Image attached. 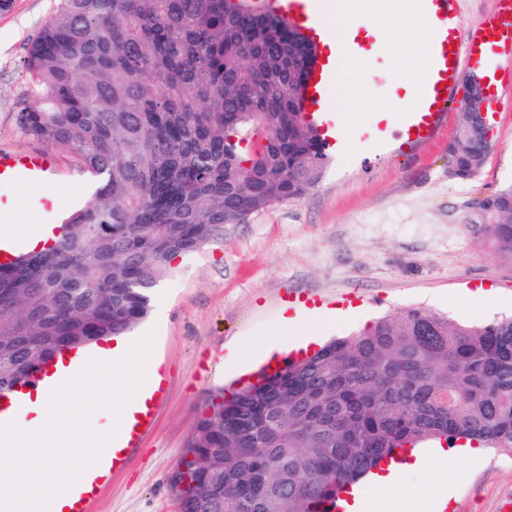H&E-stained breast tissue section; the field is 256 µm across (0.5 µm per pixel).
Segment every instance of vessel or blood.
<instances>
[{
  "mask_svg": "<svg viewBox=\"0 0 512 512\" xmlns=\"http://www.w3.org/2000/svg\"><path fill=\"white\" fill-rule=\"evenodd\" d=\"M413 12L430 22L427 56L421 76L412 90V101L397 119L396 135L405 143L418 145L431 139L442 124L450 104L456 99V85L464 71L485 63L501 50L512 52V25L500 17H486L463 27L456 0H408ZM274 16L286 19L314 43L316 53L300 96L303 111L326 141L329 153L347 159L345 140L327 91L341 70L351 62L371 65L384 44L370 24L356 22L342 44L326 43V24L338 7L337 0H269ZM54 162L45 154H0V183L40 184L51 180Z\"/></svg>",
  "mask_w": 512,
  "mask_h": 512,
  "instance_id": "obj_1",
  "label": "vessel or blood"
}]
</instances>
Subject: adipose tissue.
Masks as SVG:
<instances>
[{
  "mask_svg": "<svg viewBox=\"0 0 512 512\" xmlns=\"http://www.w3.org/2000/svg\"><path fill=\"white\" fill-rule=\"evenodd\" d=\"M355 8L356 18L379 16L399 27L404 39L392 45L395 58L411 57L413 70H421L424 47L408 36L428 31L425 17L391 10L384 0H356ZM76 355L70 365L55 360L54 369L63 374L61 388L26 394L0 437V497L16 512L32 505L38 512H62L68 490L114 456V433L133 426L161 380L150 336L109 338ZM101 411L114 419L113 431L89 430V421ZM400 474L393 466L373 475L369 491L355 492L346 512H434L435 502L423 492L400 493Z\"/></svg>",
  "mask_w": 512,
  "mask_h": 512,
  "instance_id": "1",
  "label": "adipose tissue"
}]
</instances>
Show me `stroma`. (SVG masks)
Segmentation results:
<instances>
[{
	"mask_svg": "<svg viewBox=\"0 0 512 512\" xmlns=\"http://www.w3.org/2000/svg\"><path fill=\"white\" fill-rule=\"evenodd\" d=\"M54 7V0H13L11 11L0 12V151L49 154L59 171L43 188L0 186L6 201L23 202L20 211L0 214V222L22 233L45 223V196H54L60 216L95 191L68 150L17 122L31 101L21 61ZM410 76L387 55L351 72L350 81L366 88L357 106L353 164L329 159L302 199L225 225L221 237L179 257L173 275L155 288L151 313L135 329L157 335L163 389L154 422L99 488L93 512H178L169 475L206 399L252 374L255 366L241 361V347L257 353L283 341L286 304L304 297L325 301L330 311L360 309V320L322 330L326 341L408 307L466 322L512 313V263L475 240L462 222L477 201L512 184V93L494 98V148L483 169L458 179L448 158L458 104L418 149L396 146L381 158L370 151L379 122L398 107L400 79ZM479 288L490 291L488 306H464L462 297ZM452 481L459 487L445 512H500L512 497V454L488 448L475 466L450 451L431 468L405 470L402 488L434 495Z\"/></svg>",
	"mask_w": 512,
	"mask_h": 512,
	"instance_id": "stroma-1",
	"label": "stroma"
}]
</instances>
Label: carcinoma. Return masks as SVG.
<instances>
[{"mask_svg": "<svg viewBox=\"0 0 512 512\" xmlns=\"http://www.w3.org/2000/svg\"><path fill=\"white\" fill-rule=\"evenodd\" d=\"M248 4L56 0L27 48L33 104L18 123L98 186L54 244L0 267L1 393L25 367L135 328L176 257L322 177V141L288 112V34L304 36ZM474 121L449 147L460 179L484 152ZM466 226L512 262V185ZM260 380L207 400L176 465L190 481L180 512H330L428 440L512 453V316L410 307Z\"/></svg>", "mask_w": 512, "mask_h": 512, "instance_id": "1", "label": "carcinoma"}]
</instances>
